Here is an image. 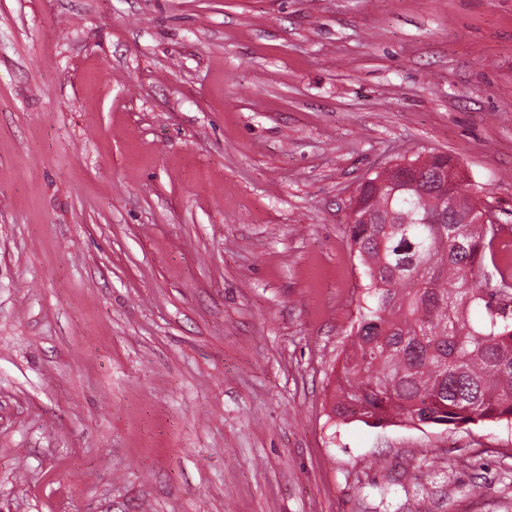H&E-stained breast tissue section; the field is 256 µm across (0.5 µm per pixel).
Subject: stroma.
Masks as SVG:
<instances>
[{"instance_id": "obj_1", "label": "stroma", "mask_w": 512, "mask_h": 512, "mask_svg": "<svg viewBox=\"0 0 512 512\" xmlns=\"http://www.w3.org/2000/svg\"><path fill=\"white\" fill-rule=\"evenodd\" d=\"M512 259V0H0V512H512V424L330 416L361 184Z\"/></svg>"}]
</instances>
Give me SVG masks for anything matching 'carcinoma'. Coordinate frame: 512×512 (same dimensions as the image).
<instances>
[{
	"label": "carcinoma",
	"instance_id": "1",
	"mask_svg": "<svg viewBox=\"0 0 512 512\" xmlns=\"http://www.w3.org/2000/svg\"><path fill=\"white\" fill-rule=\"evenodd\" d=\"M454 166L432 154L408 180L385 169L361 186L368 222L348 236L371 303L336 371L340 421L512 423V267L497 263L499 225L471 190L448 212ZM486 274L499 287H482Z\"/></svg>",
	"mask_w": 512,
	"mask_h": 512
}]
</instances>
